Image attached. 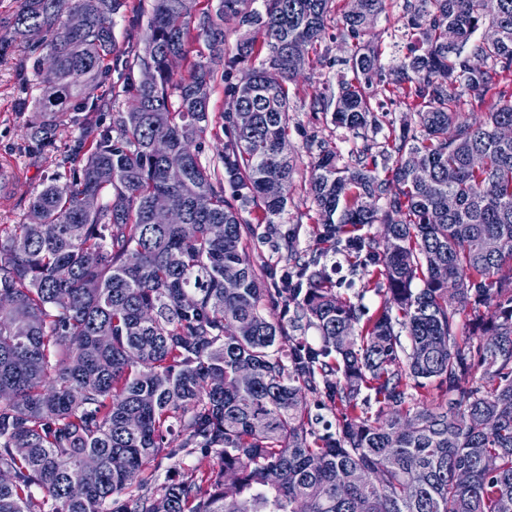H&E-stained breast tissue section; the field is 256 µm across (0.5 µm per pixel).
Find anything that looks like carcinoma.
Listing matches in <instances>:
<instances>
[{
	"label": "carcinoma",
	"instance_id": "obj_1",
	"mask_svg": "<svg viewBox=\"0 0 512 512\" xmlns=\"http://www.w3.org/2000/svg\"><path fill=\"white\" fill-rule=\"evenodd\" d=\"M248 0H153L137 41L117 48L125 0H19L0 28V50L42 32L57 79L36 112L63 121L111 73L114 95L134 106L81 144L82 165L37 193L23 224L0 225V512H505L512 505V95L480 123L458 112L464 91L512 73V0H404L417 47L400 62L405 122L377 173L369 144L342 166L330 150L311 162L309 194L323 238L381 224L382 238L348 246L375 266L386 290L364 317L310 270L288 208L296 159L288 139V83L322 40L332 0H263L246 37L224 59V16ZM388 0H349L340 37L352 41L351 77L314 95L313 112L349 131L381 130L370 86L381 54L364 40ZM79 12L84 25L69 27ZM495 41L471 43L486 23ZM201 32L206 51L189 56ZM155 53L142 56L140 44ZM186 61L174 78L168 58ZM259 60L228 88L252 113L247 127L223 113L219 168L202 163L217 66ZM456 178L448 180V169ZM232 186L224 197L221 180ZM166 195L181 221L154 224ZM92 196L94 209L83 205ZM456 200L448 210V197ZM262 205L267 238L287 250L293 283L268 281L246 255V208ZM488 239L498 242L487 252ZM233 278L231 292L224 281ZM293 306L289 324L265 307ZM470 313V327L461 316ZM304 321L320 342L290 330ZM435 388L441 400L419 396ZM364 389L375 392L371 413ZM335 422L313 426L307 396ZM215 454L218 467L159 489L146 475L183 449ZM466 470L461 484L456 473ZM137 487L138 493L126 496Z\"/></svg>",
	"mask_w": 512,
	"mask_h": 512
}]
</instances>
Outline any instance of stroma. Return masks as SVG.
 Instances as JSON below:
<instances>
[{"label": "stroma", "mask_w": 512, "mask_h": 512, "mask_svg": "<svg viewBox=\"0 0 512 512\" xmlns=\"http://www.w3.org/2000/svg\"><path fill=\"white\" fill-rule=\"evenodd\" d=\"M403 2L389 0L386 13L376 19L368 35L381 50L382 79L390 87L395 84L396 64L412 44L407 34ZM345 6L346 0H333L318 60L289 85V143L297 159V172L288 189L290 201L285 222L297 231L298 251L309 258L319 257L325 265L331 264V254L323 241V227L316 208L306 193L310 163L314 158L308 145L313 140L320 142L336 151L341 161L347 162L352 150L363 144L362 138L335 126L330 116L309 108L311 95L325 88L337 91L338 80L346 71L344 60L351 52V44L337 37ZM43 55L41 41L36 37L16 40L0 52V225L24 223L32 197L52 180L66 181L69 168L62 165V154L80 134L77 124L69 121L48 129L47 136L56 145L51 152L36 150L29 139L30 129L37 121L33 102L42 96L45 88L44 74L38 66ZM244 71V66H237L217 84L211 98L212 122L200 154L204 164H217L224 150L220 114L227 110L230 102L226 85L236 82ZM248 218L256 233L245 243L247 256L263 274L280 277L288 260L285 254L272 250L264 242L267 224L262 210L252 208ZM340 262V268L332 275L337 292L358 303L367 314L376 313L384 299L381 279L357 267L354 258L344 256Z\"/></svg>", "instance_id": "obj_1"}]
</instances>
